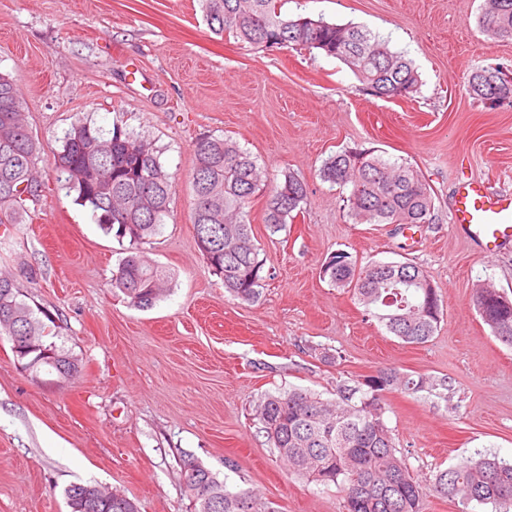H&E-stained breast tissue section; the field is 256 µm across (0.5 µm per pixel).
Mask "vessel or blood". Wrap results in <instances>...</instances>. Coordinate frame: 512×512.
<instances>
[{
  "label": "vessel or blood",
  "instance_id": "b4317fda",
  "mask_svg": "<svg viewBox=\"0 0 512 512\" xmlns=\"http://www.w3.org/2000/svg\"><path fill=\"white\" fill-rule=\"evenodd\" d=\"M451 222L483 252L491 254L512 245V193L491 191L481 181H461Z\"/></svg>",
  "mask_w": 512,
  "mask_h": 512
}]
</instances>
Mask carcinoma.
<instances>
[{"label":"carcinoma","instance_id":"1","mask_svg":"<svg viewBox=\"0 0 512 512\" xmlns=\"http://www.w3.org/2000/svg\"><path fill=\"white\" fill-rule=\"evenodd\" d=\"M283 0H201L211 33L228 32L250 45L319 50L346 64L377 95L398 90L413 99L421 79L413 63L364 26L336 24L282 12ZM478 23L496 40H512V0H487ZM504 85L500 68H482L468 79V91L482 100L489 88ZM25 101L13 81L0 74V226L21 224L28 203L43 196L38 175L40 145L25 120ZM192 222L199 251L231 296L254 302L266 279L254 241L248 208L261 190L262 171L252 155L227 136H209L194 145ZM320 178L349 188L351 216L361 224H431V187L408 163L391 162L370 150L342 151L322 164ZM56 189L74 195L91 211L102 230L122 244L124 257L112 272V288L127 303L149 310L168 291L169 274L149 260L143 245L156 236L169 211L174 177L158 151L143 137L118 124L106 130L80 120L65 131L56 152ZM308 198L305 180L288 174L266 194L264 223L270 234L283 230ZM363 265L345 252L327 257L320 275L349 292L365 315L406 344H424L442 317L438 292L428 301L418 282L429 279L413 262ZM491 333L512 347V300L501 293L480 312ZM59 318L37 315L24 300L17 277L0 273V335L16 336L55 350L48 370L60 372L71 355L51 341L59 336ZM447 381L381 368L361 382L336 388L323 399L300 388L265 394L255 406L270 447L292 473L345 492L344 512H421L422 487L409 471L391 430L383 420L382 393L414 395L446 388ZM183 483L195 512H278L274 503L247 488H231L205 467L190 463ZM432 490L458 502L459 512L475 505L512 506V460L497 456L466 458L429 477ZM71 512H132L135 502L114 491L105 497L95 484H73L65 491Z\"/></svg>","mask_w":512,"mask_h":512}]
</instances>
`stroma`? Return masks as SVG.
<instances>
[{
	"label": "stroma",
	"instance_id": "35a3bbf8",
	"mask_svg": "<svg viewBox=\"0 0 512 512\" xmlns=\"http://www.w3.org/2000/svg\"><path fill=\"white\" fill-rule=\"evenodd\" d=\"M486 0H288L291 16L368 27L413 60L414 99L373 95L340 60L213 35L199 0H0V72L26 102L51 181L53 153L77 120L148 139L174 174L170 211L146 255L171 276L149 311L112 290L117 241L90 211L48 190L0 234V273L27 263L32 300L58 314V346L79 359L67 382L22 369L0 335V512H69L65 491L96 484L140 512H194L193 462L275 502L280 512H343L344 494L288 471L252 415L292 387L332 397L382 367L448 380L446 394L387 392L383 419L419 478L475 453L512 457V347L473 303L490 283L512 297V246L493 255L450 222L463 178L512 190V102L472 98L473 70L512 74V41L483 34ZM231 136L269 181L291 173L308 201L269 234L266 197L249 221L268 278L260 299H233L208 268L191 219L195 143ZM408 162L434 191V221L399 230L357 224L346 189L318 170L340 150ZM345 251L358 263L411 261L443 302L435 335L403 343L320 275ZM233 468H226V461Z\"/></svg>",
	"mask_w": 512,
	"mask_h": 512
}]
</instances>
